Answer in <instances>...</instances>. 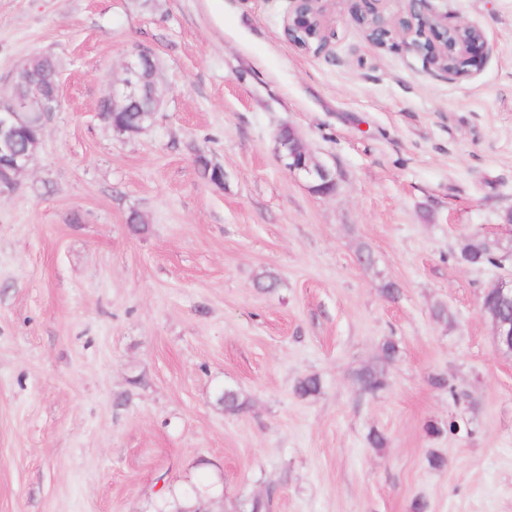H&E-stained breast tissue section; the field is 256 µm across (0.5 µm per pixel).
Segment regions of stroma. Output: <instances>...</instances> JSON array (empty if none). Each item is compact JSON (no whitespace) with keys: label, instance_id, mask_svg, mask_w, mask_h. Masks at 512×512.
I'll return each instance as SVG.
<instances>
[{"label":"stroma","instance_id":"obj_1","mask_svg":"<svg viewBox=\"0 0 512 512\" xmlns=\"http://www.w3.org/2000/svg\"><path fill=\"white\" fill-rule=\"evenodd\" d=\"M430 6L486 31L469 76L371 43L344 0L320 55L286 37L289 0H0V98L33 56L59 98L0 194V512H158L204 478L210 512H512V356L478 307L512 258L457 260L512 207V0ZM139 49L163 103L127 136L99 106ZM287 127L335 193L284 168ZM398 347L392 340L383 343L381 347V366H366L355 374L359 387L367 393H375L386 386L385 367L397 358Z\"/></svg>","mask_w":512,"mask_h":512}]
</instances>
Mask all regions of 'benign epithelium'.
I'll return each mask as SVG.
<instances>
[{
	"label": "benign epithelium",
	"mask_w": 512,
	"mask_h": 512,
	"mask_svg": "<svg viewBox=\"0 0 512 512\" xmlns=\"http://www.w3.org/2000/svg\"><path fill=\"white\" fill-rule=\"evenodd\" d=\"M335 0H293V10L288 16L286 29L290 34H306L312 29H324L326 12L320 9L324 3ZM408 10L402 20L417 30L415 40L410 33L399 32L406 46L422 53L428 61H433L437 52L451 55L463 63L460 72L446 70L448 78L461 79L469 75L470 67L487 46L486 32L479 26L459 21L448 25L439 15L428 8V0H406ZM351 15L363 26L367 38L377 44H384L389 37L393 21L386 17L373 3H355ZM431 37H426V34ZM123 76L112 82V92L104 99L111 112H123L140 97L150 96L161 107L162 96L159 90V70L150 52L140 50L123 64ZM58 104V93L44 89L28 97L9 96L0 106V157L9 160L12 172L7 187H0L4 193L13 189L18 176L31 164L33 155L16 148L17 131L33 124L43 125L47 115ZM279 158L292 174L303 177L312 191L329 195L336 190V172L326 163L317 159L305 146L297 133L290 129L288 136L278 138ZM493 291L503 302L512 303V274L490 282L484 292Z\"/></svg>",
	"instance_id": "benign-epithelium-1"
}]
</instances>
